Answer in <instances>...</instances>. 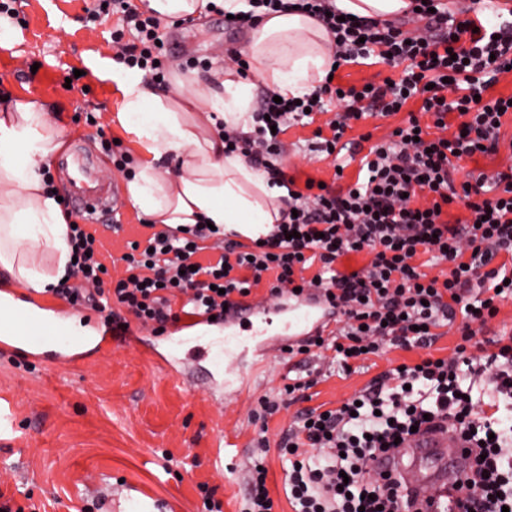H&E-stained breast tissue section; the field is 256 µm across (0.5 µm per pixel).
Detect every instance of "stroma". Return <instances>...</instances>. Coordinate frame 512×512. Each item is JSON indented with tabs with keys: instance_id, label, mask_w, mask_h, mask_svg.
<instances>
[{
	"instance_id": "obj_1",
	"label": "stroma",
	"mask_w": 512,
	"mask_h": 512,
	"mask_svg": "<svg viewBox=\"0 0 512 512\" xmlns=\"http://www.w3.org/2000/svg\"><path fill=\"white\" fill-rule=\"evenodd\" d=\"M91 0H17L24 25L7 21L9 47H0V90L9 98L45 105L63 135L60 155L78 150L101 156V138L119 140L123 151L132 145L111 116L117 105L114 85L90 72L91 59L112 58L111 33L117 23L109 15L89 22ZM175 48L164 59L168 73L186 70L192 59L223 62L238 55L248 30L228 24L223 13L211 12L194 24H166ZM84 71L90 88H66L71 70ZM95 113L96 125L85 121ZM104 137H97V130ZM313 126L295 125L283 137L284 169L298 183L306 179L332 182L330 161L307 149ZM148 343L185 356L192 380L185 386L154 370L146 353L132 349L89 353L79 368L55 362L31 363L0 351V402H9L13 432L0 435V494L18 505L34 503L45 512H99L100 497L111 496L114 512H149L150 503L167 500L179 512H199L197 485L209 483L223 512H242L245 465L251 455L254 426L251 403L286 383L289 363L270 359L249 389L239 397L224 394L220 367L186 356L185 346L167 336L145 332ZM460 341L445 329L431 350H389L354 363L351 371L327 362L312 390L311 406L334 408L365 387L389 364L414 363L425 355L452 354ZM293 411L269 422L271 448L266 459L268 486L280 512H291L283 485L289 462L276 442ZM236 460L234 472L217 476V448Z\"/></svg>"
}]
</instances>
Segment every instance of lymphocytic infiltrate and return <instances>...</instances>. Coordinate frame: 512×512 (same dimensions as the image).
Returning <instances> with one entry per match:
<instances>
[{
    "mask_svg": "<svg viewBox=\"0 0 512 512\" xmlns=\"http://www.w3.org/2000/svg\"><path fill=\"white\" fill-rule=\"evenodd\" d=\"M414 2L413 14L425 25L412 33L400 22L338 20L333 0H267L268 10L294 6L321 21L333 38L334 65L373 58L400 74L389 84L345 89L326 79L288 106L274 102L267 89L250 133L221 130L225 152L241 153L286 190L280 223L259 242L247 245L193 224L126 241L117 258L94 225L67 230L75 258L68 275L75 283L54 294L103 314L116 331L134 320L161 334L190 313L220 324L225 309L264 282L273 301L315 290L336 310L337 326L286 356H330L348 371L387 345L430 347L438 328L459 321L461 342L451 356L391 367L338 407L308 406V391L318 382L311 374L258 397L250 410L259 430L246 512H275L263 468L268 421L295 403L300 409L279 441L290 462L284 486L292 512H401L398 496L370 461L412 427L443 419L475 445L467 479L471 512H512V435L497 427L498 412H512V336L495 340L485 354L477 338L512 299V264L497 261L512 257V171L454 178L461 160L497 153L500 124L512 115V98L491 94L512 66V22L491 25L478 13L460 19L444 0ZM106 12L119 20L112 32L118 60L164 78L160 20L143 16L133 0H94L88 10L93 20ZM413 99L418 111L370 146L353 184L336 188L309 179L300 189L284 172L279 135L289 126L314 125L316 115H325L322 127L314 125L311 150L329 158L352 123L396 114ZM330 102L337 106L332 114ZM452 205L464 215L451 222ZM361 253L367 265L339 270L343 258ZM118 259L123 270L107 276V265ZM468 382L489 386L488 398H463Z\"/></svg>",
    "mask_w": 512,
    "mask_h": 512,
    "instance_id": "f902f5d3",
    "label": "lymphocytic infiltrate"
}]
</instances>
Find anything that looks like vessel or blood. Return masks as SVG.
<instances>
[{
	"mask_svg": "<svg viewBox=\"0 0 512 512\" xmlns=\"http://www.w3.org/2000/svg\"><path fill=\"white\" fill-rule=\"evenodd\" d=\"M95 158L76 160V182L80 188L69 198L72 209L89 215L117 212L121 205L119 192L101 193L98 188L85 186ZM323 302L313 295L293 302L276 305H244L224 317V335L213 338V326L203 317H185L171 336L177 341H194L192 351L197 359L225 363V372L240 385H248L261 367V360H247L246 355L257 338L271 340L274 351L303 342L323 332L327 321L319 316ZM48 345L60 346L68 365L82 363L83 353L76 336H19L0 326V349L24 354L39 360V350ZM472 460V450L462 432L445 427L420 430L406 437L389 453L373 461L375 472L393 479L401 496L407 498L411 512H465L467 490L464 472Z\"/></svg>",
	"mask_w": 512,
	"mask_h": 512,
	"instance_id": "b4317fda",
	"label": "vessel or blood"
}]
</instances>
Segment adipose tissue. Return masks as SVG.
<instances>
[{
    "label": "adipose tissue",
    "mask_w": 512,
    "mask_h": 512,
    "mask_svg": "<svg viewBox=\"0 0 512 512\" xmlns=\"http://www.w3.org/2000/svg\"><path fill=\"white\" fill-rule=\"evenodd\" d=\"M211 1L230 13L251 9L247 0H139V7L174 22L199 16ZM241 54L248 70L220 63L204 78L186 71L165 92L139 70L96 63V75L115 82L116 119L139 147L125 197L149 221L173 228L210 222L250 240L279 223L284 189L241 155L225 153L216 128L248 131L255 84L286 97L311 93L332 63V39L307 14L264 9ZM60 147L46 108L0 100V269L37 292L58 286L70 263L61 207L43 182Z\"/></svg>",
    "instance_id": "1"
}]
</instances>
